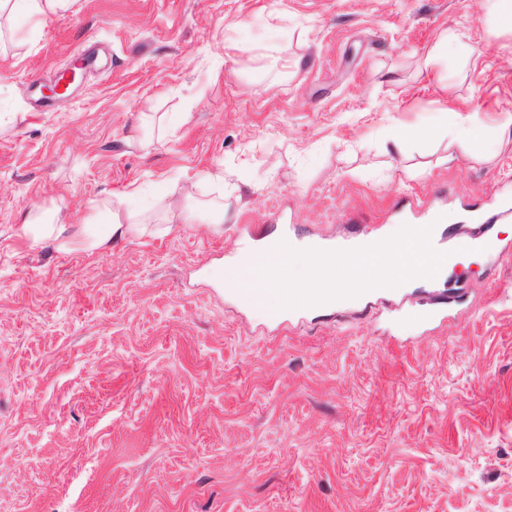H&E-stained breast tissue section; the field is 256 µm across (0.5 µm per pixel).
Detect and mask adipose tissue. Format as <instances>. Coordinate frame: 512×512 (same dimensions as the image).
Instances as JSON below:
<instances>
[{"label": "adipose tissue", "instance_id": "adipose-tissue-1", "mask_svg": "<svg viewBox=\"0 0 512 512\" xmlns=\"http://www.w3.org/2000/svg\"><path fill=\"white\" fill-rule=\"evenodd\" d=\"M149 219L146 210L133 209L125 216H113L106 232H99L95 225H84L80 232L73 236H66L65 225L54 224L49 226L48 235L60 240L62 248L78 250L85 253L101 252L111 248L118 241L127 240L141 235Z\"/></svg>", "mask_w": 512, "mask_h": 512}]
</instances>
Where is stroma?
<instances>
[{
    "mask_svg": "<svg viewBox=\"0 0 512 512\" xmlns=\"http://www.w3.org/2000/svg\"><path fill=\"white\" fill-rule=\"evenodd\" d=\"M449 29L474 55L428 62ZM462 117L492 133L486 151L445 134ZM503 126L512 32L488 0L0 12V512H512L501 224L496 251L408 289L454 291L439 326L381 298L278 326L212 276L245 224L337 239L495 214L512 203ZM134 187L156 220L112 252L23 232L54 213L108 224ZM217 198L221 229L164 232L168 211Z\"/></svg>",
    "mask_w": 512,
    "mask_h": 512,
    "instance_id": "stroma-1",
    "label": "stroma"
}]
</instances>
